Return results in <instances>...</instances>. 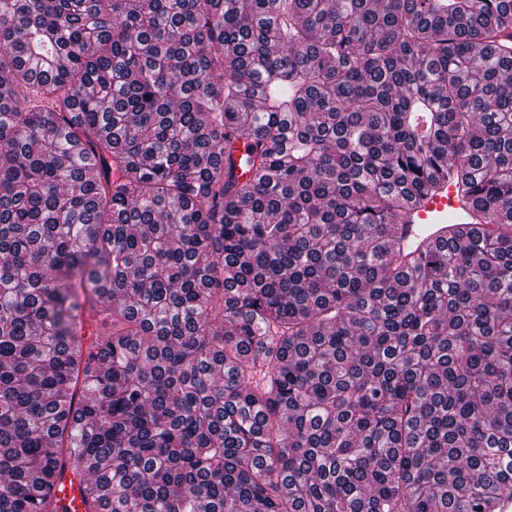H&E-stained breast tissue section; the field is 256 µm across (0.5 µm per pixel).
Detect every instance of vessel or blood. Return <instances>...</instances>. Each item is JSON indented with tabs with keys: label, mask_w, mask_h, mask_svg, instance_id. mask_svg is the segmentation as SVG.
Here are the masks:
<instances>
[{
	"label": "vessel or blood",
	"mask_w": 512,
	"mask_h": 512,
	"mask_svg": "<svg viewBox=\"0 0 512 512\" xmlns=\"http://www.w3.org/2000/svg\"><path fill=\"white\" fill-rule=\"evenodd\" d=\"M474 210L472 202L464 198L454 184H445L439 192L427 199L415 202L399 222L400 233L408 245H417L426 238L446 234L448 225L470 223ZM58 495L69 505L71 512H84L79 492V477L66 472L57 481Z\"/></svg>",
	"instance_id": "b4317fda"
}]
</instances>
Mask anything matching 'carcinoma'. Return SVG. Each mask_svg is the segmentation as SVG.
<instances>
[{"label": "carcinoma", "mask_w": 512, "mask_h": 512, "mask_svg": "<svg viewBox=\"0 0 512 512\" xmlns=\"http://www.w3.org/2000/svg\"><path fill=\"white\" fill-rule=\"evenodd\" d=\"M444 179L480 219L402 250ZM68 469L85 512H502L512 0H0V512Z\"/></svg>", "instance_id": "carcinoma-1"}]
</instances>
